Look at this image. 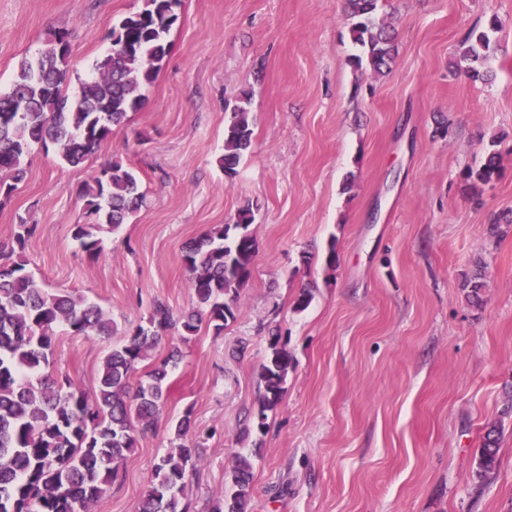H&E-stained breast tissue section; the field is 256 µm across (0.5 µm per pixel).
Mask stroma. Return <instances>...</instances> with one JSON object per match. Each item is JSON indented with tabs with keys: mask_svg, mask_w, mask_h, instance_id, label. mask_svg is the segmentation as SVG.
Wrapping results in <instances>:
<instances>
[{
	"mask_svg": "<svg viewBox=\"0 0 512 512\" xmlns=\"http://www.w3.org/2000/svg\"><path fill=\"white\" fill-rule=\"evenodd\" d=\"M142 5L0 0V88L65 29L70 74L89 77L113 25ZM177 12L142 109L80 166L34 146L0 197V243L12 246L19 221L37 227L13 260L112 320L108 339L57 331L55 368L88 393L154 303L176 315L194 307L184 245L254 212L256 255L234 320L220 333L200 324L186 343L163 339L141 364L181 349L155 427L94 512H138L187 411L200 449L194 512H209L239 455L254 462L247 512H512V233H487L512 211V0H383L398 48L383 77L351 66L344 0H181ZM493 17L485 84L460 55ZM244 91L252 149L228 178L227 106ZM492 143L501 175L471 194L463 174ZM116 160L139 175L146 203L102 233L93 260L73 238L86 220L78 192ZM478 265L475 306L464 280ZM304 288L313 299L299 311ZM274 332L295 369L265 431L247 436ZM493 424L498 464L483 483L477 459Z\"/></svg>",
	"mask_w": 512,
	"mask_h": 512,
	"instance_id": "stroma-1",
	"label": "stroma"
}]
</instances>
